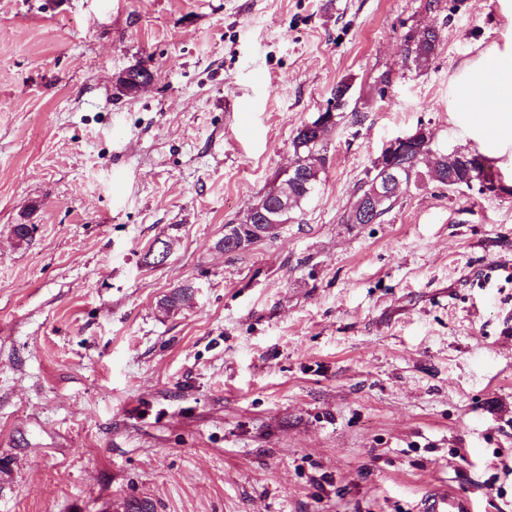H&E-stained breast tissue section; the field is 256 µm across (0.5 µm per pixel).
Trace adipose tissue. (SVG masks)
Here are the masks:
<instances>
[{
    "instance_id": "adipose-tissue-1",
    "label": "adipose tissue",
    "mask_w": 512,
    "mask_h": 512,
    "mask_svg": "<svg viewBox=\"0 0 512 512\" xmlns=\"http://www.w3.org/2000/svg\"><path fill=\"white\" fill-rule=\"evenodd\" d=\"M454 111L478 114L487 139L512 135V47L494 50L469 67L452 99Z\"/></svg>"
}]
</instances>
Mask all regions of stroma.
<instances>
[{
    "instance_id": "35a3bbf8",
    "label": "stroma",
    "mask_w": 512,
    "mask_h": 512,
    "mask_svg": "<svg viewBox=\"0 0 512 512\" xmlns=\"http://www.w3.org/2000/svg\"><path fill=\"white\" fill-rule=\"evenodd\" d=\"M425 3L0 0V512H413L436 486L512 512V140L450 109L512 15ZM341 82L364 122L293 223L224 254ZM420 128L502 191L428 180L344 223ZM440 36L435 28L425 29L418 34H407L401 46L402 61L415 69L429 66L439 45ZM136 70L125 69L115 79L114 88L119 95H135L144 89L149 83L143 81V77H135Z\"/></svg>"
}]
</instances>
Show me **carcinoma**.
<instances>
[{"label": "carcinoma", "mask_w": 512, "mask_h": 512, "mask_svg": "<svg viewBox=\"0 0 512 512\" xmlns=\"http://www.w3.org/2000/svg\"><path fill=\"white\" fill-rule=\"evenodd\" d=\"M440 36L434 28L425 29L418 34L405 36L401 46L402 61L417 69L429 66L439 45ZM348 88L345 83L336 85L332 100L336 101L335 112L322 124L320 132H310L301 126L292 139L291 146L294 154V169L288 178L276 180L273 186L259 199L266 205H279L288 203L291 213H296L315 193L320 172L324 170L327 158L325 140L327 135L343 119L344 101L338 95ZM432 153L430 144L422 140L396 155L393 159V173L398 177L401 189L407 191L411 187H419L423 172L420 164ZM390 178L385 169L378 168V164L366 172V181L361 186V193L344 218L346 224H359L363 213L369 214L367 223L376 224L388 214L397 203L399 193L388 194L385 189L386 181ZM429 178L448 187H469L481 184V180L492 181L494 174L487 165L485 156L478 152L454 150L441 155V162L436 174ZM261 223L258 214L247 212L238 224L225 225L224 239L219 245L224 253L237 252V244L242 237L249 236V226ZM193 292L191 287L185 286L174 289L164 296L160 308L168 313L190 303Z\"/></svg>", "instance_id": "obj_1"}]
</instances>
